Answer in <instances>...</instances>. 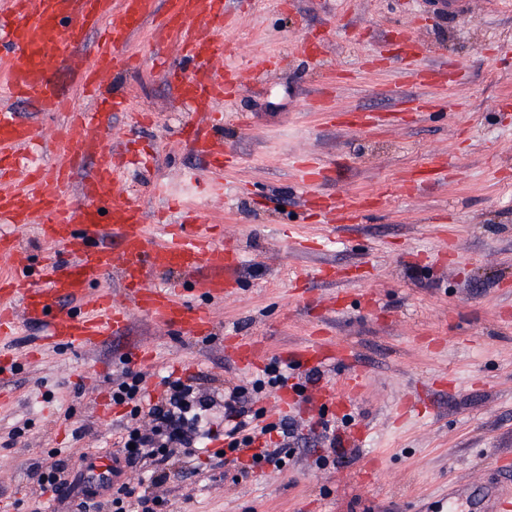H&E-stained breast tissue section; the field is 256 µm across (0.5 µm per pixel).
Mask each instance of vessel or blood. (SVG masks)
Masks as SVG:
<instances>
[{"instance_id":"obj_1","label":"vessel or blood","mask_w":512,"mask_h":512,"mask_svg":"<svg viewBox=\"0 0 512 512\" xmlns=\"http://www.w3.org/2000/svg\"><path fill=\"white\" fill-rule=\"evenodd\" d=\"M149 21L151 62L175 96L202 115L186 140L215 176L223 177L232 158L212 139L209 121L214 107L231 101L243 79L241 72L215 64L228 51L224 30L235 22L230 0H0V94L33 103L46 114L68 115L49 135L0 110V254L16 260L13 275L0 277V340L14 336L17 319H24L41 331L31 353L108 342L129 328L135 313L155 326L207 337L209 302L237 280L235 251L201 219L165 225L161 236L149 237L143 209L126 188L132 161L107 145L113 113L129 111L130 104L104 96L102 82L112 72L140 65L125 47ZM95 31L101 37L93 42L89 36ZM77 92L92 98L95 111L72 112ZM35 143L53 144L57 160L23 164L22 149ZM329 173L316 159L298 166L316 216L324 224L356 223L365 200L315 195ZM27 224L37 226L48 247L39 283L28 274L27 255L12 233ZM114 271L122 279L118 294L99 287ZM170 272L176 280L154 285L155 275ZM291 357L317 366L336 359L315 339ZM362 385L363 376L354 369L342 388L322 386L314 400L322 404L339 393L353 400ZM81 466L91 483H112L111 458L86 459ZM485 498L482 512H512V486L490 490Z\"/></svg>"}]
</instances>
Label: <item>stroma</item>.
<instances>
[{
  "mask_svg": "<svg viewBox=\"0 0 512 512\" xmlns=\"http://www.w3.org/2000/svg\"><path fill=\"white\" fill-rule=\"evenodd\" d=\"M240 21L228 32V65L259 71L224 109L215 134L239 155L219 193L199 196L190 177L208 180L183 131L196 119L151 63L113 74L109 89L151 113L134 132L113 115L108 140L151 145L150 168L135 174L132 197L148 217L169 196L222 225L240 261L239 279L210 304V337L133 317L123 339L79 351L47 349L28 358L35 327L0 342L16 360L1 383L0 500L28 512L37 486L31 459L62 450L80 463L112 445L99 416L112 372L135 348H153L149 386L159 376H197L202 387L249 385L258 372L227 352L231 337L263 345V362L311 339L350 351L352 360L321 369L342 382L352 367L364 387L350 412L313 409L297 398L291 417L335 426L343 454L313 437L293 446L288 464L247 478L213 454L224 421L190 465L200 480L171 483L174 512H476L448 488L512 484L501 460L512 457V0H474L469 15H439L426 0H238ZM424 43L415 63L398 56L403 36ZM276 57L272 70L260 69ZM453 62L447 84H412L410 66ZM415 97L430 99L408 112ZM400 113L397 126L365 128L360 110ZM336 120H328V113ZM315 157L331 170L324 193L371 199L362 223L316 224L304 206L295 163ZM438 157L452 158L413 193L401 187ZM26 426L18 440L13 427ZM89 437L78 440L75 428Z\"/></svg>",
  "mask_w": 512,
  "mask_h": 512,
  "instance_id": "35a3bbf8",
  "label": "stroma"
}]
</instances>
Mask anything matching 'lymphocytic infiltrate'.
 <instances>
[{
  "label": "lymphocytic infiltrate",
  "instance_id": "lymphocytic-infiltrate-1",
  "mask_svg": "<svg viewBox=\"0 0 512 512\" xmlns=\"http://www.w3.org/2000/svg\"><path fill=\"white\" fill-rule=\"evenodd\" d=\"M266 378L252 386L232 385L224 391V440L226 449L217 453L219 463H226L228 454L247 453L252 464L267 462L279 464L288 457L292 439L296 437L294 424H258L252 413L253 393L264 385L283 386L287 378L279 364L265 369ZM148 375L130 368L120 369L112 378V400L127 406L128 412L120 424L114 441L115 459L120 467H139L150 475V486L135 491L127 483H113L104 490L86 481L60 451L49 458L33 463L29 475L35 479L42 494L50 501H62L70 492H77L79 501L75 512H166L171 500L163 487L171 479L177 460L192 458L201 439L209 430L208 416L216 402L213 393L203 390L196 381L168 380L157 398L145 394ZM279 433L275 447L254 450L257 436Z\"/></svg>",
  "mask_w": 512,
  "mask_h": 512
}]
</instances>
